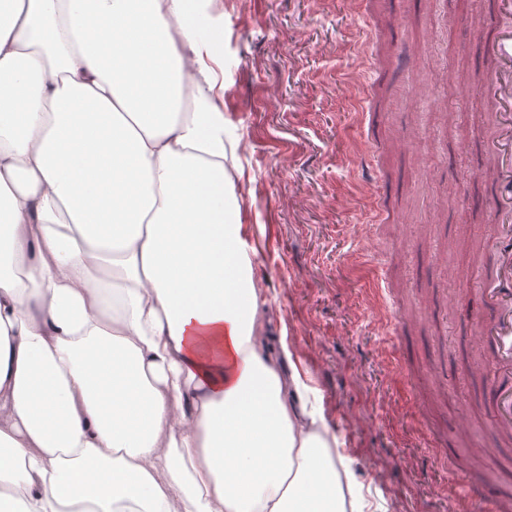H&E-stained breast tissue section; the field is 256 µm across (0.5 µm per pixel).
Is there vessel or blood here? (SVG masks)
<instances>
[{"mask_svg": "<svg viewBox=\"0 0 512 512\" xmlns=\"http://www.w3.org/2000/svg\"><path fill=\"white\" fill-rule=\"evenodd\" d=\"M490 61L481 87L495 129L491 145L497 199L490 252L492 270L479 288L485 313L476 331L485 349L478 362L494 388L489 402L492 421L503 436L512 435V26L480 40Z\"/></svg>", "mask_w": 512, "mask_h": 512, "instance_id": "obj_1", "label": "vessel or blood"}]
</instances>
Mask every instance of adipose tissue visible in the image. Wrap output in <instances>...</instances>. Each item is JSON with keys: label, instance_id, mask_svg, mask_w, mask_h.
Here are the masks:
<instances>
[{"label": "adipose tissue", "instance_id": "1", "mask_svg": "<svg viewBox=\"0 0 512 512\" xmlns=\"http://www.w3.org/2000/svg\"><path fill=\"white\" fill-rule=\"evenodd\" d=\"M215 0H0V502L364 512L263 350Z\"/></svg>", "mask_w": 512, "mask_h": 512}]
</instances>
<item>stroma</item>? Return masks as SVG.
I'll return each instance as SVG.
<instances>
[{
	"label": "stroma",
	"mask_w": 512,
	"mask_h": 512,
	"mask_svg": "<svg viewBox=\"0 0 512 512\" xmlns=\"http://www.w3.org/2000/svg\"><path fill=\"white\" fill-rule=\"evenodd\" d=\"M217 9L224 168L259 252L257 334L288 348L364 512H481L512 498V446L474 368L491 235L476 36L497 28L493 0Z\"/></svg>",
	"instance_id": "obj_1"
}]
</instances>
